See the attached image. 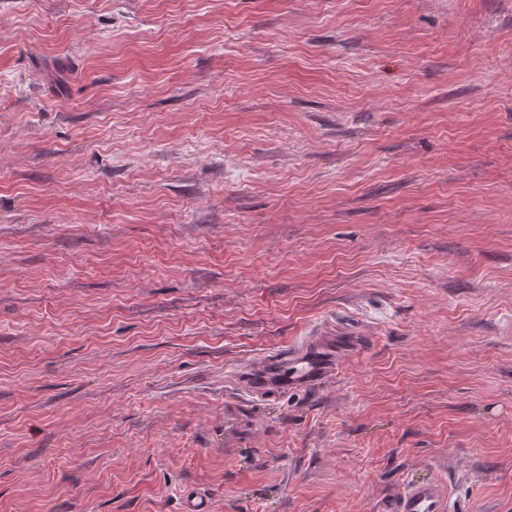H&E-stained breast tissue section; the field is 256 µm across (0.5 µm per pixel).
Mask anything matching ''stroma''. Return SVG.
Listing matches in <instances>:
<instances>
[{
    "instance_id": "stroma-1",
    "label": "stroma",
    "mask_w": 512,
    "mask_h": 512,
    "mask_svg": "<svg viewBox=\"0 0 512 512\" xmlns=\"http://www.w3.org/2000/svg\"><path fill=\"white\" fill-rule=\"evenodd\" d=\"M430 476L512 512V0H0V512ZM366 350V341L356 330L320 329L286 353L250 366L240 374V382L250 394H264L269 386L279 392L313 391L338 373L346 355H360ZM270 376L276 385L267 384Z\"/></svg>"
}]
</instances>
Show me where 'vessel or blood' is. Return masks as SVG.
Listing matches in <instances>:
<instances>
[{"label":"vessel or blood","instance_id":"b4317fda","mask_svg":"<svg viewBox=\"0 0 512 512\" xmlns=\"http://www.w3.org/2000/svg\"><path fill=\"white\" fill-rule=\"evenodd\" d=\"M367 344L358 331L346 328L317 330L284 354L249 367L241 374V385L250 394L278 391H313L337 374L345 356L366 352ZM449 493L445 480L433 478L407 483L400 493L396 512H448Z\"/></svg>","mask_w":512,"mask_h":512}]
</instances>
